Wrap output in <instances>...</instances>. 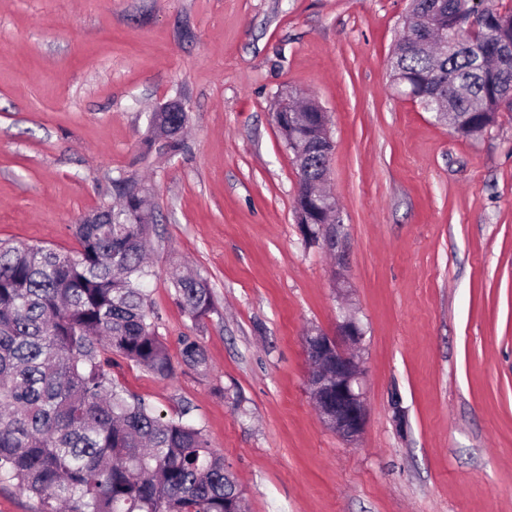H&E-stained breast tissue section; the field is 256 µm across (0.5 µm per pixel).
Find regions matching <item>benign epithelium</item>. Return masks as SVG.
<instances>
[{"label": "benign epithelium", "mask_w": 512, "mask_h": 512, "mask_svg": "<svg viewBox=\"0 0 512 512\" xmlns=\"http://www.w3.org/2000/svg\"><path fill=\"white\" fill-rule=\"evenodd\" d=\"M276 115L281 117L280 132L293 131L289 145L293 146L296 165H302L310 156L306 145L319 148L330 157L333 143L327 123L313 129L288 113V103L279 104ZM310 210L332 214L329 224L302 225L303 237L317 239L338 260L345 256V243L341 234L340 212L330 204L329 194L321 191L313 195ZM365 332L356 312L347 301H342L336 324L331 331L312 329L302 338L310 372L307 387L322 423L347 442L356 443L363 434L367 422L366 370L361 356Z\"/></svg>", "instance_id": "1"}]
</instances>
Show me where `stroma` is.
Masks as SVG:
<instances>
[{
    "instance_id": "obj_1",
    "label": "stroma",
    "mask_w": 512,
    "mask_h": 512,
    "mask_svg": "<svg viewBox=\"0 0 512 512\" xmlns=\"http://www.w3.org/2000/svg\"><path fill=\"white\" fill-rule=\"evenodd\" d=\"M410 0H0V240L77 250L72 227L131 180L156 206L148 301L175 360L112 377L223 455L250 512H512V111L439 124L389 67ZM314 100L334 149L368 420H320L301 340L333 329L336 266L303 239L273 119ZM181 100L172 155L152 112ZM207 278L192 321L170 282ZM197 337L208 364L179 363Z\"/></svg>"
}]
</instances>
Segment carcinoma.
Wrapping results in <instances>:
<instances>
[{
    "mask_svg": "<svg viewBox=\"0 0 512 512\" xmlns=\"http://www.w3.org/2000/svg\"><path fill=\"white\" fill-rule=\"evenodd\" d=\"M482 0H412L393 47V80L427 112L446 103L451 127L481 136L512 102V7ZM486 23L469 27L472 11ZM441 30V59L418 47ZM185 112H155L148 149L178 150ZM323 176L313 159L300 172L296 205ZM119 208L105 207L73 234L71 254L0 244V480L39 499L41 512H248L224 456L183 416L166 418L112 378L111 356L162 378L175 368L157 332L145 283L152 210L124 182ZM177 300L194 321L213 309L199 275H172ZM184 365L207 366L194 336L180 339Z\"/></svg>",
    "mask_w": 512,
    "mask_h": 512,
    "instance_id": "cac0c4a2",
    "label": "carcinoma"
}]
</instances>
